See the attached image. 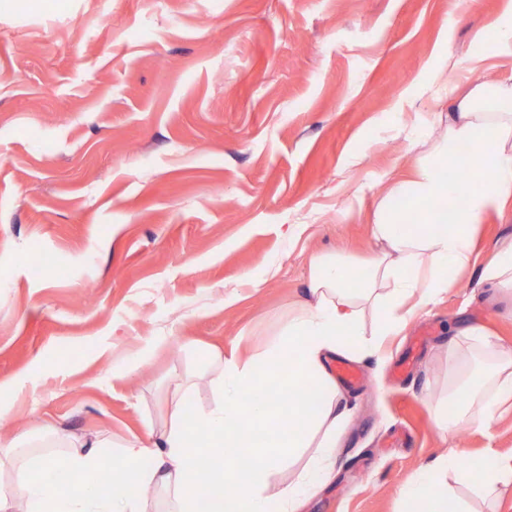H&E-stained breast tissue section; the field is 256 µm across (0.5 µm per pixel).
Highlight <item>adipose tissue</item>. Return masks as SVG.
<instances>
[{"mask_svg":"<svg viewBox=\"0 0 512 512\" xmlns=\"http://www.w3.org/2000/svg\"><path fill=\"white\" fill-rule=\"evenodd\" d=\"M482 56L467 68L465 94L432 115L433 127L414 141L406 176L392 180L378 198L371 234L374 256L313 259L306 304L288 316L260 350L245 359L206 352L198 376L179 378L168 397L164 425L143 436L91 444L55 433H18L0 448V512H265L274 473L292 459L304 465L277 491L280 512H301L330 476V460L347 410L329 371L330 354H375L383 339L399 334L413 314L448 294L471 263L472 244L491 215L512 212V80L489 76ZM469 147L466 181L441 176V162L458 145ZM373 317L365 330V317ZM449 351L456 362L448 402L433 413L436 426L452 431L463 420L488 421L512 401V348L494 343L485 329L459 330ZM213 395L210 409L187 418L198 380ZM261 385L276 389L272 402L249 405L245 394ZM271 431L238 467L214 470L209 482L192 471L242 448L254 434ZM111 463V486L82 479ZM459 455L437 456L406 489L407 512H470L449 497L438 479L457 473Z\"/></svg>","mask_w":512,"mask_h":512,"instance_id":"adipose-tissue-1","label":"adipose tissue"}]
</instances>
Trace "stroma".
I'll return each instance as SVG.
<instances>
[{
	"label": "stroma",
	"mask_w": 512,
	"mask_h": 512,
	"mask_svg": "<svg viewBox=\"0 0 512 512\" xmlns=\"http://www.w3.org/2000/svg\"><path fill=\"white\" fill-rule=\"evenodd\" d=\"M0 0V442L139 437L212 346L247 357L297 311L319 254L370 256L369 219L466 70L512 61V0ZM489 217L448 296L354 356L364 382L304 512H400L449 451L512 456V408L431 417L469 323L512 347V294L477 287Z\"/></svg>",
	"instance_id": "1"
}]
</instances>
